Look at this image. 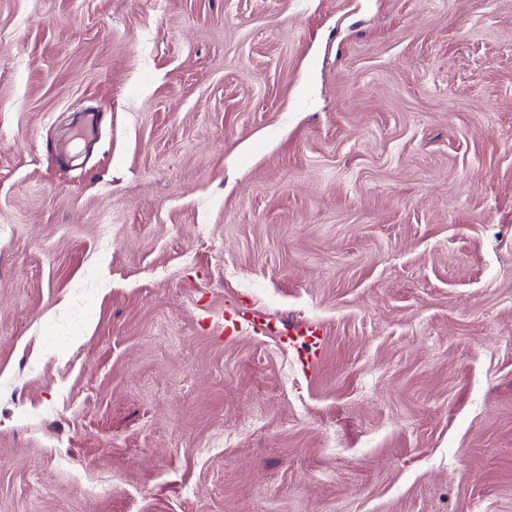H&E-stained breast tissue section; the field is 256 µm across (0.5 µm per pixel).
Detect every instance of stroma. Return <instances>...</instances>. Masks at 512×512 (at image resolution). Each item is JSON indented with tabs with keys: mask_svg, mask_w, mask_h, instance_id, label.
<instances>
[{
	"mask_svg": "<svg viewBox=\"0 0 512 512\" xmlns=\"http://www.w3.org/2000/svg\"><path fill=\"white\" fill-rule=\"evenodd\" d=\"M0 512H512V0H0ZM288 346L306 356L309 366L312 358L319 352L322 344V330L318 325L307 324L304 326H291L284 336Z\"/></svg>",
	"mask_w": 512,
	"mask_h": 512,
	"instance_id": "stroma-1",
	"label": "stroma"
}]
</instances>
